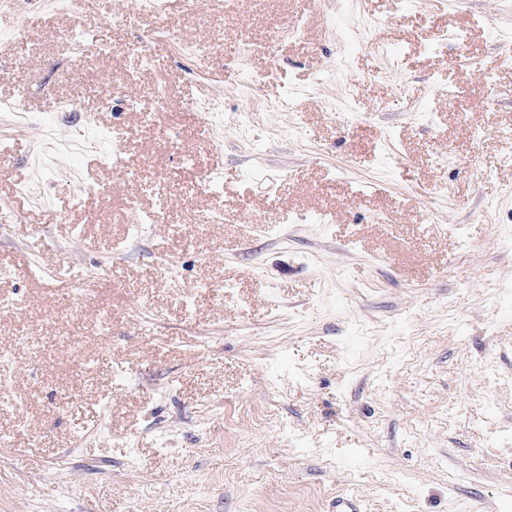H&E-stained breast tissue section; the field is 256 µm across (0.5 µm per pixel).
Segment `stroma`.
Segmentation results:
<instances>
[{
    "label": "stroma",
    "mask_w": 512,
    "mask_h": 512,
    "mask_svg": "<svg viewBox=\"0 0 512 512\" xmlns=\"http://www.w3.org/2000/svg\"><path fill=\"white\" fill-rule=\"evenodd\" d=\"M1 29L0 512H512V0H0Z\"/></svg>",
    "instance_id": "35a3bbf8"
}]
</instances>
